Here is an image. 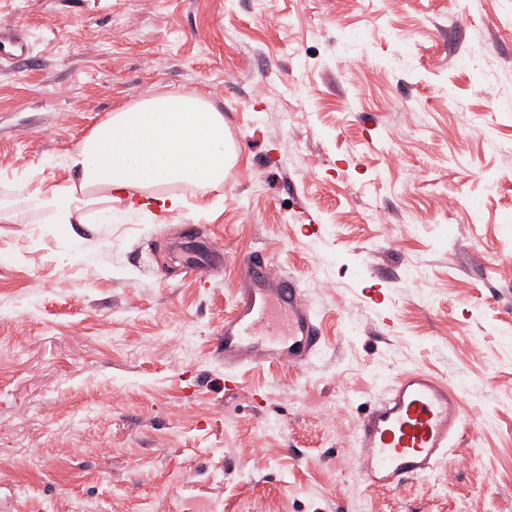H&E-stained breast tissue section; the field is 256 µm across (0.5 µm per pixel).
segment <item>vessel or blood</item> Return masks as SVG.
Instances as JSON below:
<instances>
[{
	"label": "vessel or blood",
	"mask_w": 512,
	"mask_h": 512,
	"mask_svg": "<svg viewBox=\"0 0 512 512\" xmlns=\"http://www.w3.org/2000/svg\"><path fill=\"white\" fill-rule=\"evenodd\" d=\"M214 247L186 253L192 272L221 265ZM235 307L224 320V366L255 362L299 365L319 350L321 329L295 280L255 253L240 266ZM463 401L458 389L422 370L400 374L362 417L355 441L369 487L391 490L433 473L447 455L466 453Z\"/></svg>",
	"instance_id": "b4317fda"
}]
</instances>
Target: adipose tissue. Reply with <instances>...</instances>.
I'll list each match as a JSON object with an SVG mask.
<instances>
[{"label": "adipose tissue", "mask_w": 512, "mask_h": 512, "mask_svg": "<svg viewBox=\"0 0 512 512\" xmlns=\"http://www.w3.org/2000/svg\"><path fill=\"white\" fill-rule=\"evenodd\" d=\"M228 140L223 113L205 96L168 91L114 111L69 155L70 178L26 190L24 201L60 224L91 208L111 212L120 202L175 209L182 199L164 187L223 183Z\"/></svg>", "instance_id": "ef3b65f1"}]
</instances>
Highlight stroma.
I'll return each instance as SVG.
<instances>
[{
	"instance_id": "obj_1",
	"label": "stroma",
	"mask_w": 512,
	"mask_h": 512,
	"mask_svg": "<svg viewBox=\"0 0 512 512\" xmlns=\"http://www.w3.org/2000/svg\"><path fill=\"white\" fill-rule=\"evenodd\" d=\"M1 18L29 51L0 60V512H512V0H0ZM169 90L223 112V183L175 187L161 218L26 207L93 127ZM189 238L223 266L183 271ZM255 250L296 278L321 350L230 381L217 336ZM405 369L459 386L471 458L375 490L329 414L359 422ZM96 438L109 455L71 456Z\"/></svg>"
}]
</instances>
